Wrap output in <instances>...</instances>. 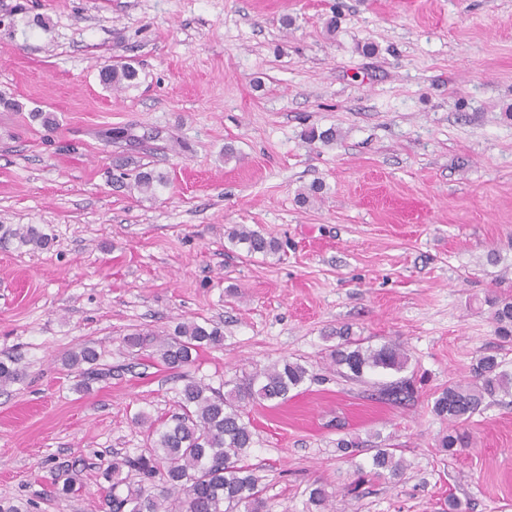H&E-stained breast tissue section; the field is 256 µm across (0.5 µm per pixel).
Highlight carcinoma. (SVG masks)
<instances>
[{"mask_svg": "<svg viewBox=\"0 0 512 512\" xmlns=\"http://www.w3.org/2000/svg\"><path fill=\"white\" fill-rule=\"evenodd\" d=\"M100 82L113 90H125L138 84L139 71L130 63L114 65L99 72ZM134 187L148 196L165 187L168 179L152 170H140ZM0 237L14 240L21 247L47 250L52 238L32 224L0 225ZM229 243L250 255H274L279 242L258 230L235 224L227 230ZM491 308L495 336L500 346L512 344V297L485 299ZM339 342L330 349L329 358L336 370L352 379L367 372L400 373L408 368L410 355L399 343L379 347L364 345L351 336L349 328L336 332ZM224 342L218 326L196 321L178 323L171 332L137 330L122 337L121 343L132 355L144 352L158 356L169 369L178 370L193 361V353L203 346ZM76 372L77 389L112 376V367L100 363V354L84 345L67 359ZM17 362L0 360V389L23 379ZM309 378V370L287 358L260 372L233 382L223 392L189 379L179 392L180 412L156 423L145 413L136 422L148 425L150 447L136 455L113 458L103 471L110 482L105 500L110 512H268L262 497L260 477L255 469L242 463L253 445L250 422L244 419L249 403L284 402L291 391ZM381 394L395 402L415 397L411 379L401 377L385 386ZM512 398V371L499 354H483L472 365L471 378L452 383L433 400L432 412L453 424H465L482 412L486 400ZM371 465L374 475L400 479L407 465L397 456L393 444L373 445ZM74 472L69 465H59L52 472V485L72 493ZM334 493L321 483L308 489V504L316 512H327Z\"/></svg>", "mask_w": 512, "mask_h": 512, "instance_id": "cac0c4a2", "label": "carcinoma"}]
</instances>
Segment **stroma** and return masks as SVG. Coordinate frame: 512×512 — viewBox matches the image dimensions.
Here are the masks:
<instances>
[{
	"mask_svg": "<svg viewBox=\"0 0 512 512\" xmlns=\"http://www.w3.org/2000/svg\"><path fill=\"white\" fill-rule=\"evenodd\" d=\"M121 63L138 85L105 88L101 66ZM0 94V224L53 239L0 244V360L25 373L0 392V499L109 512L103 470L148 447L136 413L178 412L181 374L218 388L287 358L310 380L246 408L270 512H308L315 481L331 512H442L451 496L512 512V404L462 425L453 453L431 410L498 348L485 296L512 295V0H0ZM121 161L168 186L113 183ZM314 182L322 197L299 203ZM234 224L281 251L247 256ZM184 320L224 342L183 372L121 344ZM344 326L408 350L413 400L380 399L393 374L336 372ZM85 344L112 376L79 392L64 360ZM348 435L390 440L404 477L344 456ZM59 463L77 474L66 497ZM134 187L148 196H154L158 187H166L168 179L160 173L153 170H140L134 176ZM3 231L1 239L15 240L21 247L30 246L31 250H47L52 244V238L32 224L0 225Z\"/></svg>",
	"mask_w": 512,
	"mask_h": 512,
	"instance_id": "35a3bbf8",
	"label": "stroma"
}]
</instances>
